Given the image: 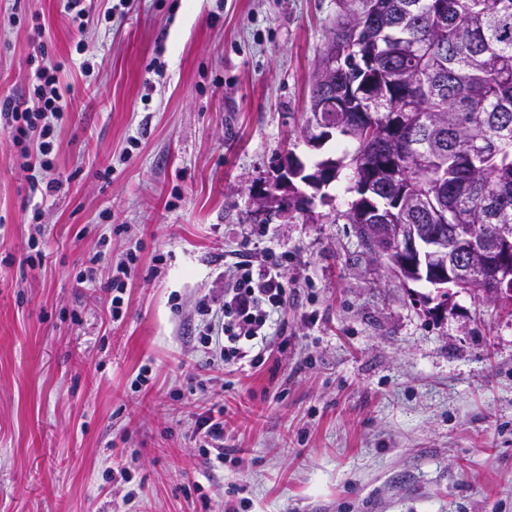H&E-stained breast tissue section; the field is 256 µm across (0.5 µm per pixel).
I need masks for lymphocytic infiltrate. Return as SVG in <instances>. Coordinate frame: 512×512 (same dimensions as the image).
<instances>
[{"mask_svg":"<svg viewBox=\"0 0 512 512\" xmlns=\"http://www.w3.org/2000/svg\"><path fill=\"white\" fill-rule=\"evenodd\" d=\"M35 53L41 59L31 77L37 105L31 108L12 96H1L0 130L18 145V162L29 174L31 191L48 195L60 185L51 173L60 148L57 121L67 108V100L60 90V64L49 57L44 46H37ZM286 303L279 258L269 252L255 259L248 244H241L223 299L199 302V311L206 318L199 341L221 362L240 363L255 347L265 345L268 337L281 334L274 316ZM224 413L223 403H215L197 415L194 428L205 453L218 462L224 459Z\"/></svg>","mask_w":512,"mask_h":512,"instance_id":"f902f5d3","label":"lymphocytic infiltrate"}]
</instances>
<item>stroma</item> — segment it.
Returning a JSON list of instances; mask_svg holds the SVG:
<instances>
[{
    "instance_id": "35a3bbf8",
    "label": "stroma",
    "mask_w": 512,
    "mask_h": 512,
    "mask_svg": "<svg viewBox=\"0 0 512 512\" xmlns=\"http://www.w3.org/2000/svg\"><path fill=\"white\" fill-rule=\"evenodd\" d=\"M111 4L79 27L63 0H0V96L28 99L40 42L71 89L43 201L0 132V512H512V308L380 267L338 218L349 168L328 201L252 217L286 153L341 155L303 136L339 0ZM245 242L287 265L256 368L198 337ZM130 251L114 322L78 277ZM220 399L222 465L193 434Z\"/></svg>"
}]
</instances>
